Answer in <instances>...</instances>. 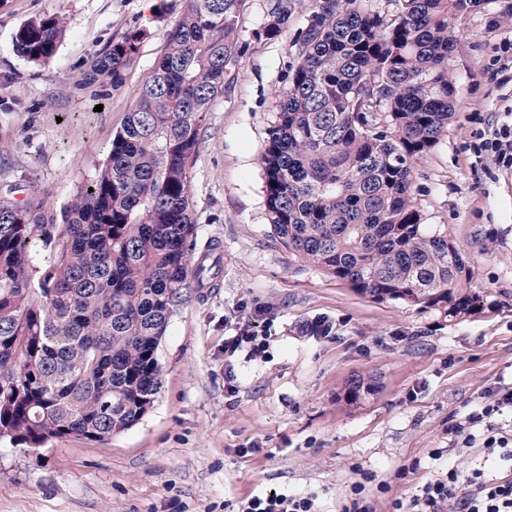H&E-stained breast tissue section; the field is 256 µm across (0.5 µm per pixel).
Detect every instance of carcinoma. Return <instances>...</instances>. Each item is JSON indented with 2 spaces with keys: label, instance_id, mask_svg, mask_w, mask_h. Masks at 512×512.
<instances>
[{
  "label": "carcinoma",
  "instance_id": "obj_1",
  "mask_svg": "<svg viewBox=\"0 0 512 512\" xmlns=\"http://www.w3.org/2000/svg\"><path fill=\"white\" fill-rule=\"evenodd\" d=\"M279 36L293 0H272ZM309 0L287 45L293 62L261 154L266 216L299 261L378 302L450 321L472 314L473 272L444 231L423 223L413 163L448 130L457 46L451 19L488 0ZM246 0H182L167 48L106 161L51 224L45 201L0 202V439L105 441L136 425L162 385L157 351L174 310L213 266L193 260L191 159L209 104L242 54ZM60 13L27 21L15 51L54 58ZM147 31L131 27L84 74L116 87ZM63 241L36 264V247ZM347 383L355 403L371 391Z\"/></svg>",
  "mask_w": 512,
  "mask_h": 512
}]
</instances>
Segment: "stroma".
<instances>
[{"instance_id":"35a3bbf8","label":"stroma","mask_w":512,"mask_h":512,"mask_svg":"<svg viewBox=\"0 0 512 512\" xmlns=\"http://www.w3.org/2000/svg\"><path fill=\"white\" fill-rule=\"evenodd\" d=\"M295 0L287 29L265 33L270 0H247L243 55L200 128L191 164L198 247L216 244L212 287L176 307L158 348L162 387L148 413L104 442L67 436L33 450L0 441V512H238L270 490L315 494L338 512L360 472L387 491L392 512L448 468L512 475L480 448H452L448 427L512 384V165L485 150L512 124V0L458 16L450 63L456 112L414 163L415 200L464 255L475 314L448 321L404 303L377 302L304 265L273 237L260 155L288 73L286 46L307 15ZM181 0H0V196L38 193L49 215L105 161L140 86L166 50ZM65 14L69 34L50 63L14 50L31 18ZM148 29L121 87L83 81L91 61L128 28ZM323 320L332 330L312 332ZM248 329L261 353L228 337ZM373 376L358 404L351 376ZM418 470H410L413 460Z\"/></svg>"}]
</instances>
